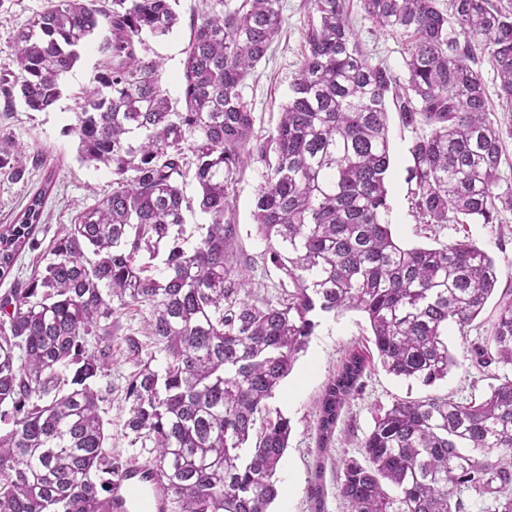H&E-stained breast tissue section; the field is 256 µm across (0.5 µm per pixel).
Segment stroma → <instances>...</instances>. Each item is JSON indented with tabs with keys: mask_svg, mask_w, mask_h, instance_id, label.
<instances>
[{
	"mask_svg": "<svg viewBox=\"0 0 512 512\" xmlns=\"http://www.w3.org/2000/svg\"><path fill=\"white\" fill-rule=\"evenodd\" d=\"M46 0H0V76L16 72L15 58L8 44L17 29ZM286 23L275 39L266 60L247 78L243 96L254 117L255 135H267L280 119L282 105L290 93V83L304 51L305 31L312 20L310 0H283ZM199 0H180V23L172 33L150 39L149 45L161 66V82L174 108L183 100L184 49L190 35V18ZM368 60L389 68L397 81L406 78L405 41L401 35L365 15L360 0H351L348 16ZM104 58L98 40L82 49L75 67L61 80L62 96L50 109L29 111L15 104L8 112L0 111V129L10 131L16 141L49 156V167L55 170V186L48 197L45 222L39 228V246L24 251L11 276L0 280V295L12 288L15 280L28 278L45 264L49 243L59 236L80 212L112 191L111 169L83 163L78 158L77 142L69 132L78 110V95ZM391 166L389 171V213L387 219L397 241L404 247H437L460 238H468L494 258L499 272V290L512 289V212L502 215L498 224H423L413 212L408 195V169L412 164L409 147L416 136L412 128L403 126L397 110L388 114ZM46 168L28 167L24 177L11 181L0 177V225L12 223L31 196L42 184ZM264 167L249 162L237 175L230 188L227 221L235 224L237 238L234 250L238 259L250 261L255 287L262 295L279 294L282 275L265 259V243L253 224L256 194L263 181ZM371 328L366 315L346 310L324 318L312 336L307 350L301 353L291 373L283 380L268 406L291 422L288 448L278 473V496L271 512H312L309 488L315 471H322L325 512H346L338 494V460L355 458L359 446L374 426L380 412L398 399L420 398L426 394L448 396L457 400L480 398L491 384L466 357L465 345L457 330H450L448 346L457 359L448 377L431 388L403 380L381 367L368 369L362 390L341 412L333 439L326 450H319L316 433V407L327 385L339 370L346 353L353 348L363 351L372 347ZM131 371L121 353H113L110 380L112 389L103 403L107 444L120 461L145 463L148 454L131 447L124 421L129 404L125 398V380Z\"/></svg>",
	"mask_w": 512,
	"mask_h": 512,
	"instance_id": "obj_1",
	"label": "stroma"
}]
</instances>
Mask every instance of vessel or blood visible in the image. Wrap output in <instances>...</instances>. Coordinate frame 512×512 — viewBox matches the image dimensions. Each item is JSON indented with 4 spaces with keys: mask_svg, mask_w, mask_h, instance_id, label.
I'll return each mask as SVG.
<instances>
[{
    "mask_svg": "<svg viewBox=\"0 0 512 512\" xmlns=\"http://www.w3.org/2000/svg\"><path fill=\"white\" fill-rule=\"evenodd\" d=\"M109 512H175V499L164 476L154 469L130 468L113 476Z\"/></svg>",
    "mask_w": 512,
    "mask_h": 512,
    "instance_id": "1",
    "label": "vessel or blood"
}]
</instances>
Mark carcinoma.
Returning a JSON list of instances; mask_svg holds the SVG:
<instances>
[{
    "mask_svg": "<svg viewBox=\"0 0 512 512\" xmlns=\"http://www.w3.org/2000/svg\"><path fill=\"white\" fill-rule=\"evenodd\" d=\"M178 0H47L9 44L17 72L0 78L5 107L43 112L99 28L101 71L70 131L80 161L112 169V192L50 244L46 264L0 297V512H105L122 467L107 447L97 381L112 346L134 370L124 427L152 455L176 512H269L291 425L266 403L291 372L317 318L356 309L389 374L431 387L456 361L497 384L480 401L399 399L375 419L360 457L341 461L348 512H512V291L485 335L474 321L498 283L492 257L469 241L404 248L387 220L386 98L421 124L409 152L413 209L425 224H494L512 211L500 186L512 114L489 117L476 51L512 103V4L492 0H362L407 37L406 79L373 65L348 23L349 0H313L316 18L275 131L253 134L244 80L286 23L282 0H201L185 50L183 107L173 110L145 36L180 23ZM27 147L0 131V176L19 180ZM265 166L253 212L280 296L257 298L234 260L224 221L243 159ZM193 173L209 223L183 245L180 181ZM0 225V280L35 245L54 183ZM128 307L139 329L120 326ZM368 357L351 350L318 406V447L363 385ZM260 432H255V426Z\"/></svg>",
    "mask_w": 512,
    "mask_h": 512,
    "instance_id": "obj_1",
    "label": "carcinoma"
}]
</instances>
